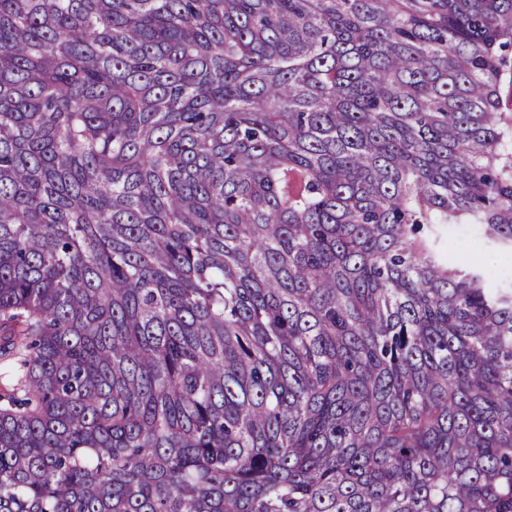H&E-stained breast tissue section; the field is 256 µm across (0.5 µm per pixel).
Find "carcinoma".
I'll return each instance as SVG.
<instances>
[{"label":"carcinoma","mask_w":512,"mask_h":512,"mask_svg":"<svg viewBox=\"0 0 512 512\" xmlns=\"http://www.w3.org/2000/svg\"><path fill=\"white\" fill-rule=\"evenodd\" d=\"M512 0H0V512H512ZM444 236L455 241L464 250L480 249L490 267L503 274H509L512 280V256L511 253L497 252L484 243V240L466 224H448L444 230Z\"/></svg>","instance_id":"cac0c4a2"}]
</instances>
